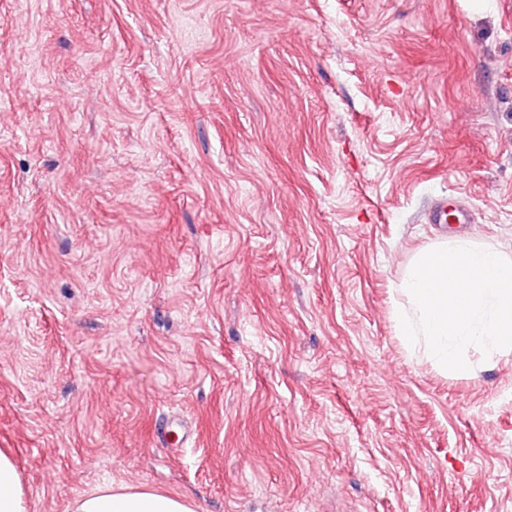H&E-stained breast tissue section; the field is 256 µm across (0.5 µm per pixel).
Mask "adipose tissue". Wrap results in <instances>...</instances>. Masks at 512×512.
<instances>
[{
	"mask_svg": "<svg viewBox=\"0 0 512 512\" xmlns=\"http://www.w3.org/2000/svg\"><path fill=\"white\" fill-rule=\"evenodd\" d=\"M69 512H194L186 500L149 488L106 486L76 497Z\"/></svg>",
	"mask_w": 512,
	"mask_h": 512,
	"instance_id": "ef3b65f1",
	"label": "adipose tissue"
}]
</instances>
